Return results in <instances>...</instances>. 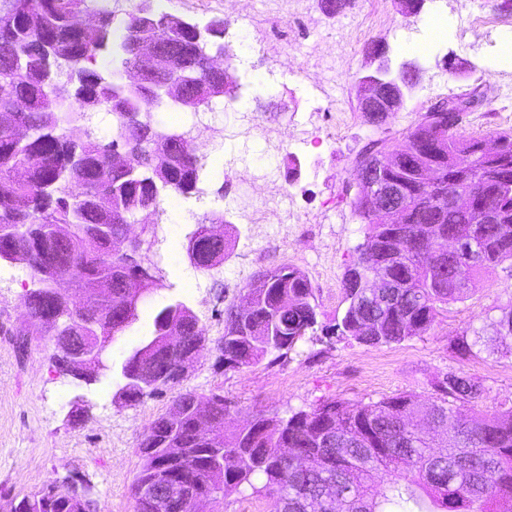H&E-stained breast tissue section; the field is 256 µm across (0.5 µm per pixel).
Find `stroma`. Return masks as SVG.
I'll list each match as a JSON object with an SVG mask.
<instances>
[{
  "label": "stroma",
  "instance_id": "35a3bbf8",
  "mask_svg": "<svg viewBox=\"0 0 512 512\" xmlns=\"http://www.w3.org/2000/svg\"><path fill=\"white\" fill-rule=\"evenodd\" d=\"M502 0H426L420 14L397 13L385 0L383 17L371 19L372 0H354L340 17H327L318 0H302L299 12L305 39L286 51L266 49L261 26H254L256 49L249 66L270 77L268 85L247 82L241 67L232 72L238 87L223 109L209 113L216 133L210 145L199 146L207 158L203 194L183 195L186 222L179 240H172L169 213L151 217L155 244L148 255L163 285L139 307L157 311L176 301L196 315L206 341L180 387L165 388L132 404H118L113 393L122 383L121 368L132 351L150 337L151 322L138 320L116 333L105 352L106 370L85 383L58 373L51 361L53 342L44 326L31 319L22 294L31 271L21 262L0 263V496L19 499L47 481L73 478L91 490L98 512H135L133 483L140 469L137 444L148 425L166 413L178 391L200 399L223 393L231 403L226 430L243 426L253 416H288L320 401L338 398L367 403L401 393L424 400L436 397V386L448 371L464 373L484 389L480 405L492 411L512 403V356H462L452 350L457 335L480 328L512 310V274L499 269L484 275L470 296L450 304L425 335L398 345L367 347L325 335L342 308V282L355 247L364 240V226L342 200L345 185L355 179L354 157L371 133L357 110L353 89L366 70L362 51L375 38L388 46L393 64L406 61L398 36L422 37L430 17L453 18L447 39L433 44L418 61L424 73L400 112L388 118L390 135L401 136L414 126L418 111L442 96L473 88L487 92L478 112L469 114L466 134L483 136L512 130V98L500 88L512 84V69H502L500 47L512 40V10ZM333 90L339 111L326 109L322 88ZM250 99L257 117L287 132L282 149L267 154L261 142L224 139L221 130L234 127L238 100ZM223 154L215 164V154ZM260 167L271 171L286 192L297 224H246L238 219L230 197L237 184L234 170ZM221 214L231 243L223 263L202 271L184 251L203 217ZM302 270L312 283L321 327L283 357L266 355L237 371L225 370L216 346L224 334V310L238 302L241 289L254 275L277 266ZM83 397L88 415L67 421L75 397Z\"/></svg>",
  "mask_w": 512,
  "mask_h": 512
}]
</instances>
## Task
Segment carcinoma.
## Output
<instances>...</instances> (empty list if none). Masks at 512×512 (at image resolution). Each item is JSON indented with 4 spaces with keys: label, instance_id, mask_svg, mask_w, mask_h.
<instances>
[{
    "label": "carcinoma",
    "instance_id": "cac0c4a2",
    "mask_svg": "<svg viewBox=\"0 0 512 512\" xmlns=\"http://www.w3.org/2000/svg\"><path fill=\"white\" fill-rule=\"evenodd\" d=\"M85 0H16L14 8L0 11V225L16 227L8 241L0 240V261H22L31 270V284L23 295L32 315L47 325L66 316L79 327L82 314L53 288L52 260H69L73 275L98 284L100 293L89 311L100 315L98 350L105 352L112 336L138 319L125 312L120 281L122 259L115 255L113 233L127 217L144 209L160 212L163 196L185 195L197 189L203 158L189 155L171 170L153 166L148 155L163 130L143 106L160 97L114 84L95 68L96 55L108 44L112 18L100 15V24L88 32L68 26V16ZM131 16L122 45V65L137 64L130 54L132 41L163 27L169 39L191 62L220 46L228 23L212 21L199 31L186 19L162 14L152 23ZM67 73L75 80L74 102L79 114L105 109L112 113L114 133L104 142L85 127L75 125L73 109L47 97L44 90L55 77ZM457 96L443 97L419 113V119L400 138L370 136L354 162L364 163L380 153L395 155V166L385 173L403 192L407 223L378 224L350 206L364 224L365 241L377 246L376 259L356 248L354 263L343 281L345 307L326 334L360 345L400 344L428 333L437 316L451 303L466 299L482 273L503 264L512 270V188L483 183L464 168L469 158L487 164L512 159V130L485 136H467L449 129L445 105ZM23 115L31 135L17 141L10 127V112ZM496 141L499 154H483ZM130 154L129 164L114 169L107 164L112 152ZM435 166L446 186L470 192L479 209L499 212L506 224H474L472 216L448 212L424 202L417 176ZM81 191L73 193L72 186ZM70 229L66 244L55 237V227ZM405 235L408 252L398 254L391 239ZM453 235L460 254L441 252L442 241ZM198 266L209 270L228 254V243L210 241ZM385 264L398 287L389 299L374 304L361 280L365 264ZM266 287L249 283L241 301L224 311L220 342L224 369L254 365L273 351L291 350L314 329L317 312L307 275L294 267H275L262 273ZM185 304L162 307L153 317L154 336L181 335L185 340L168 348L149 347L151 339L133 351L128 376L144 372L162 377L161 385L183 379L182 363L192 354L189 340L202 335L197 320L183 312ZM494 337L484 329L463 331L454 342L462 355L512 354V310L490 322ZM431 403L413 394L382 398L366 404L326 399L310 410L288 418L257 416L246 426L228 432L224 416L228 402L215 399L211 435L194 433L192 393L177 395L179 413L169 411L154 420L139 443L141 469L134 489L146 482L176 481L211 493L214 498L265 492L274 496L272 512H512V406L485 413L476 408L482 385L473 378L450 372L437 385ZM186 449L177 466L165 463L166 449ZM280 448L296 449L300 467L285 463ZM262 479L259 486L255 480ZM16 512H75L68 488L55 480L17 501Z\"/></svg>",
    "mask_w": 512,
    "mask_h": 512
}]
</instances>
